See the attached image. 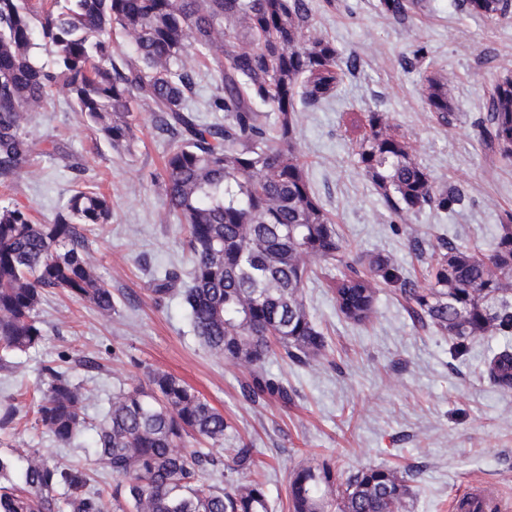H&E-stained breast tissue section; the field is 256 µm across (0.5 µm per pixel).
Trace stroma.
<instances>
[{
  "label": "stroma",
  "mask_w": 512,
  "mask_h": 512,
  "mask_svg": "<svg viewBox=\"0 0 512 512\" xmlns=\"http://www.w3.org/2000/svg\"><path fill=\"white\" fill-rule=\"evenodd\" d=\"M377 0H309L311 32L333 41L341 57H355L333 98L297 114L296 141L308 179L332 217L347 253L390 257L412 278L425 281L443 244L489 253L505 214L512 213V162L482 140L484 104L495 79L512 69V15L495 22L461 14L456 0H423L398 20L378 12ZM448 85L454 113L441 124L425 104V79ZM377 111L409 138L414 157L440 185L463 192L455 211L432 206L398 218L385 208L358 167L350 115ZM129 152L114 151L64 94L33 113L26 125L36 140H54L68 162L44 155L0 181V207L28 209L35 222L53 223L78 185L99 187L112 201V221L91 238L98 274L112 290L116 310L103 317L92 304L63 293L39 307L44 339L19 359L14 374L0 372V411L20 402L22 418L0 429V452L35 449L50 461L80 464L109 488L92 452L64 447L43 433L34 406L20 389L36 390L44 362L66 370L92 397L89 414L104 412L113 389L146 384L149 373L172 374L220 411L228 427L211 452L210 478L219 487L241 476L227 470L231 451L248 448L260 466L272 512H289L288 478L300 465L335 461L348 474L367 465L416 468L409 512H447L449 496L484 481L512 505V391L482 372L512 337L473 339L454 358L447 337L415 324L398 292L380 286L375 311L362 325L336 310L331 285L338 270L309 259L307 308L330 341L311 366L266 361V372L285 383L290 404L242 394L248 375L201 346L187 320L181 288L189 283L192 255L186 227L166 213L156 181L168 139L147 111L135 114ZM84 169L75 177L73 166ZM180 289L151 291L165 271Z\"/></svg>",
  "instance_id": "1"
}]
</instances>
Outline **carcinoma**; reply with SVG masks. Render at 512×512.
<instances>
[{
	"mask_svg": "<svg viewBox=\"0 0 512 512\" xmlns=\"http://www.w3.org/2000/svg\"><path fill=\"white\" fill-rule=\"evenodd\" d=\"M420 0H378L395 19ZM468 15L495 22L512 0H457ZM311 26L306 0H0V178L21 174L44 154L25 128L27 114L54 94L117 152L135 140L134 110L144 105L155 128L170 137L161 187L169 213L186 225L194 254L192 285L183 302L193 332L213 354L251 370L244 397L291 401L288 388L263 365L272 356L309 366L326 355L328 340L304 299L319 257L343 268L333 284L336 308L364 324L374 313L377 288L396 289L414 322L448 337L460 357L468 340L512 335V214L489 254L446 247L420 284L386 256L346 254L328 212L311 190L296 142L298 108L331 98L356 59L340 61L328 39L303 41ZM115 31L128 50L114 46ZM52 49L48 65L34 50ZM210 76L219 94L210 107L224 124L198 123L189 101L196 80ZM426 103L444 124L452 115L447 84L430 77ZM276 115L268 124V112ZM487 145L512 160V77L491 87L484 119ZM357 163L399 217L425 206L451 212L462 191L436 184L414 160L415 148L370 111L353 121ZM112 206L84 187L51 224L26 210L0 208V370L38 346L37 313L44 294L61 290L109 317L116 303L96 272L87 232L110 223ZM47 387L38 422L55 442L75 444L95 430L94 455L116 479L110 493L90 489L87 473L32 450L0 454V512H269L258 479L226 489L207 481L209 454L190 452L194 436L220 443L224 415L177 378L154 373L148 387L119 388L97 425L88 420L91 397L66 371L46 365ZM488 379L512 390V351L496 353ZM233 469L255 470L249 448H238ZM415 473L362 467L340 479L324 460L292 470L291 512H408Z\"/></svg>",
	"mask_w": 512,
	"mask_h": 512,
	"instance_id": "1",
	"label": "carcinoma"
}]
</instances>
